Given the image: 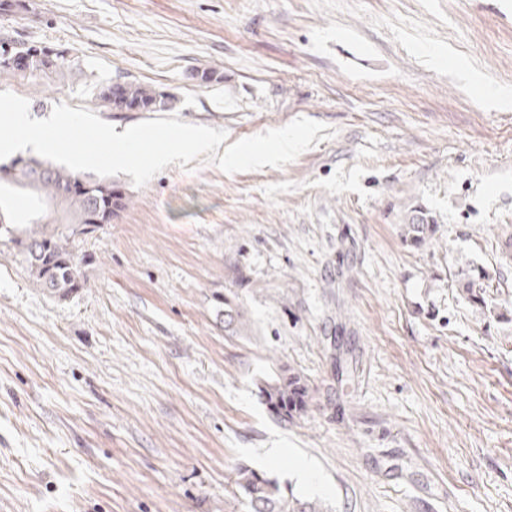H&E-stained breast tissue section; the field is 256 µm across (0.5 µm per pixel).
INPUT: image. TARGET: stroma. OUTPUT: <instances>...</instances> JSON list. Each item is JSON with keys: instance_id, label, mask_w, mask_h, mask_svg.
Here are the masks:
<instances>
[{"instance_id": "35a3bbf8", "label": "stroma", "mask_w": 512, "mask_h": 512, "mask_svg": "<svg viewBox=\"0 0 512 512\" xmlns=\"http://www.w3.org/2000/svg\"><path fill=\"white\" fill-rule=\"evenodd\" d=\"M30 2L0 30L84 64L0 79L31 117L124 131L149 113L95 96L129 76L231 144L334 135L280 168L115 175L130 204L62 301L0 241V512H247L243 464L332 512H512V0ZM470 262L500 278L482 304L449 280ZM283 365L318 391L293 424L260 395ZM435 219L422 206H415L405 218L402 237L407 246L421 247L435 239ZM235 298L236 295L230 291L229 294L225 293L223 297H219L217 301L219 304L217 313L224 317V330L231 334L241 332L246 324L238 304L235 303Z\"/></svg>"}]
</instances>
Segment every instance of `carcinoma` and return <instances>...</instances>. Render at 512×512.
Masks as SVG:
<instances>
[{
    "label": "carcinoma",
    "mask_w": 512,
    "mask_h": 512,
    "mask_svg": "<svg viewBox=\"0 0 512 512\" xmlns=\"http://www.w3.org/2000/svg\"><path fill=\"white\" fill-rule=\"evenodd\" d=\"M13 51L20 54L44 53L37 42L18 40L0 33ZM57 62L45 65L34 61L23 73L0 62V76L38 81L42 76L64 67L62 51H54ZM97 97L114 112H166L176 107L174 95L136 79L109 81L97 88ZM80 176L71 170L35 157H19L0 164V199L23 191L30 194L31 208L19 217L5 202H0V237L13 243L33 282L50 296L64 300L85 287L82 273L84 258L73 250V243L97 232L101 225L91 223L102 217L110 224L128 208L130 199L117 184L107 179L85 177L91 190L76 188ZM435 219L421 206H415L405 218L402 237L406 245L421 247L435 239ZM455 286L473 302H485L486 295L500 287L490 270L471 263L455 273ZM236 295L219 298L218 314L224 317V330L237 334L245 320L235 303ZM265 404L283 422L301 419L317 399L300 372L283 365L276 376L260 388ZM235 487L243 496L248 512H324L317 504L296 495L291 487H281L274 479L241 465L236 470Z\"/></svg>",
    "instance_id": "carcinoma-1"
}]
</instances>
